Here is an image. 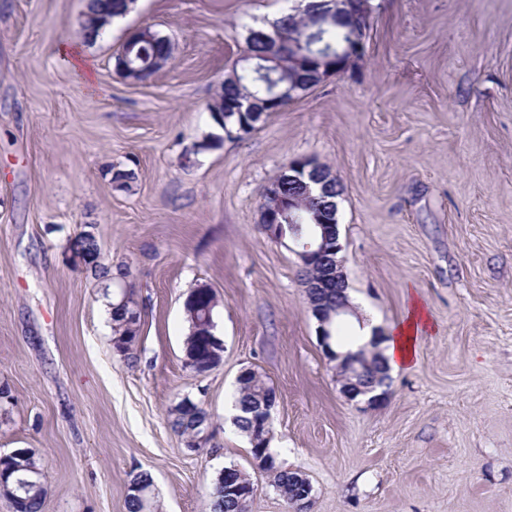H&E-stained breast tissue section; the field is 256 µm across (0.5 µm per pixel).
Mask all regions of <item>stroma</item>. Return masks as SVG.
<instances>
[{
	"instance_id": "35a3bbf8",
	"label": "stroma",
	"mask_w": 512,
	"mask_h": 512,
	"mask_svg": "<svg viewBox=\"0 0 512 512\" xmlns=\"http://www.w3.org/2000/svg\"><path fill=\"white\" fill-rule=\"evenodd\" d=\"M366 59L245 138L208 104L247 22L283 0H136L95 43L85 0H0V454L31 449L42 512H127L132 475L159 512H207L217 474H249V512H294L252 464L229 405L239 374L277 393L270 448L313 487L309 512H512V0H374ZM144 25L174 58L152 81L114 56ZM340 180L353 314L388 332L412 299L432 322L374 404L347 401L301 262L259 224L293 159ZM125 173L117 183L116 173ZM92 233L107 274L69 250ZM213 289L224 342L185 362L191 288ZM140 314L132 358L109 302ZM210 414L195 451L171 428L182 399Z\"/></svg>"
}]
</instances>
